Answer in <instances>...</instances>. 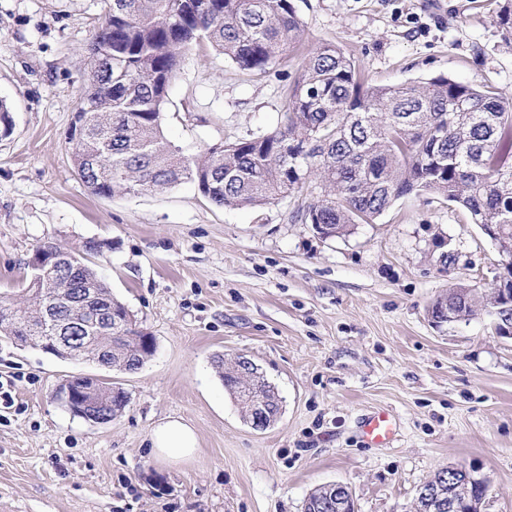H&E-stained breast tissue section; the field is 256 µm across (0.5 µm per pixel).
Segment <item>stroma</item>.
<instances>
[{
	"mask_svg": "<svg viewBox=\"0 0 512 512\" xmlns=\"http://www.w3.org/2000/svg\"><path fill=\"white\" fill-rule=\"evenodd\" d=\"M504 0H295L301 43L263 73L207 44L181 61L165 106L166 140L206 148L275 129L307 50L333 43L377 85L445 76L512 97V44L494 19ZM101 0H0V294L24 297L27 262L51 241L94 239L113 293L154 339L128 374L62 361L0 337V512H303L314 489L348 486L356 512H415L419 487L446 466L475 470L482 512H512V338L477 307L435 326L448 287L485 293L499 247L429 192L395 200L344 237L296 216L295 193L262 208L211 204L191 183L135 196L93 195L66 137L85 83ZM254 361L282 400L259 431L225 391L212 358ZM123 388L121 416L94 425L56 398L66 376ZM390 411L385 448L356 422ZM175 415L196 430L185 463L157 461L150 432Z\"/></svg>",
	"mask_w": 512,
	"mask_h": 512,
	"instance_id": "35a3bbf8",
	"label": "stroma"
}]
</instances>
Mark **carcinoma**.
I'll list each match as a JSON object with an SVG mask.
<instances>
[{"mask_svg": "<svg viewBox=\"0 0 512 512\" xmlns=\"http://www.w3.org/2000/svg\"><path fill=\"white\" fill-rule=\"evenodd\" d=\"M102 21L88 48L90 71L67 137L73 168L98 196L138 195L182 182L194 183L219 207H264L295 192L312 197L299 214L304 224L323 225L340 237L381 216L413 191L435 193L462 207L472 223L488 224L501 247H512V98L498 88L445 76L399 86L369 84L352 59L333 43L310 51L295 75L276 130L207 148L198 158L172 147L163 134L168 88L186 50L209 42L240 69L264 72L294 47L303 21L294 0H103ZM512 41V0L496 14ZM112 56V79L98 61ZM98 157V168H84ZM105 244L87 240L67 255L71 278L55 289L57 314L68 316L69 299L94 294L104 324H126L123 341H112V368L140 369L153 350L127 352L144 337L128 308L92 267ZM446 311L432 305V318L456 321L473 315L476 291L450 288ZM39 303L0 297V336L24 343ZM224 389L239 402L251 395L281 413V400L264 375L249 376L237 358L224 368L213 359ZM433 482L460 497L463 507L482 503L483 491L463 484L451 468ZM333 489L311 492L304 512H336Z\"/></svg>", "mask_w": 512, "mask_h": 512, "instance_id": "carcinoma-1", "label": "carcinoma"}]
</instances>
